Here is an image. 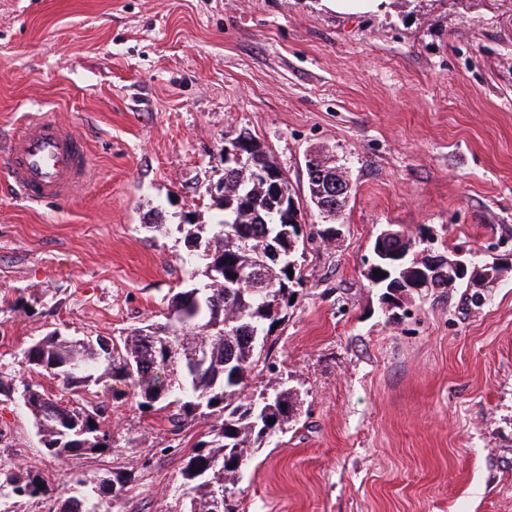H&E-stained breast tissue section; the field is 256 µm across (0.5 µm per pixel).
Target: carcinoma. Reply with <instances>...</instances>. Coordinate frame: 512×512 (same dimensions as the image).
Here are the masks:
<instances>
[{"instance_id":"carcinoma-1","label":"carcinoma","mask_w":512,"mask_h":512,"mask_svg":"<svg viewBox=\"0 0 512 512\" xmlns=\"http://www.w3.org/2000/svg\"><path fill=\"white\" fill-rule=\"evenodd\" d=\"M243 154V160L224 166L229 191L220 197L222 214L212 225V261L224 264L223 285L177 292L165 321L135 327L119 342L99 336L87 346L76 345L53 331L24 351L30 367L66 391L118 377L130 382L140 409L167 411L166 418L176 429L198 418L213 419L212 440L196 444L182 461L180 476L189 502L180 512H211L212 494L218 488L231 497L248 449L270 441L295 412L296 391L283 388L265 403L246 393V380L260 367L272 327L304 287L300 269L289 268L288 261L296 260L305 235L297 231L289 202L264 189L259 179L258 169H276L265 147L251 138ZM276 240L282 250L279 260L260 266L251 281L234 277L257 267L258 257ZM374 263L380 276L372 278V284L384 291L406 289L419 268L409 263L402 273L378 258ZM185 323L195 344L210 350L208 363L189 373L182 366L187 347L168 348ZM104 342L112 345V352L103 348ZM77 362L88 369L82 383L69 373V364ZM23 392L50 455L65 458L112 448V432L103 429L106 401L62 406L36 387L26 386ZM270 419L275 423H268ZM91 420L95 425L89 424ZM226 456L234 460V467L222 471L212 467ZM134 480L130 472H114L90 493L66 498L60 512H98V500L122 492ZM6 496L41 503L53 497V490L21 467L0 465V498Z\"/></svg>"}]
</instances>
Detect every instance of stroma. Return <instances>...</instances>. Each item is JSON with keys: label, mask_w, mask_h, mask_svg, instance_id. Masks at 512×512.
Listing matches in <instances>:
<instances>
[{"label": "stroma", "mask_w": 512, "mask_h": 512, "mask_svg": "<svg viewBox=\"0 0 512 512\" xmlns=\"http://www.w3.org/2000/svg\"><path fill=\"white\" fill-rule=\"evenodd\" d=\"M86 138L92 176L33 206L0 174V383L49 378L23 351L49 332L118 337L199 285L192 224L215 223L224 147L261 142L300 203L305 159L328 150L352 191L333 243L308 241L305 286L272 330L258 393L298 394L251 453L240 512H512V0H0V138L40 110ZM390 224L501 274L385 315L366 276ZM116 441L47 454L0 395V464L79 494L76 477L134 471L111 512L183 500L181 457L211 422L173 431L122 381L96 388ZM137 437L128 449L125 436Z\"/></svg>", "instance_id": "obj_1"}]
</instances>
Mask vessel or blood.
<instances>
[{"label": "vessel or blood", "instance_id": "obj_1", "mask_svg": "<svg viewBox=\"0 0 512 512\" xmlns=\"http://www.w3.org/2000/svg\"><path fill=\"white\" fill-rule=\"evenodd\" d=\"M0 157L12 184L36 204L71 197L90 172L86 141L46 117L26 120L14 129L0 142Z\"/></svg>", "mask_w": 512, "mask_h": 512}]
</instances>
